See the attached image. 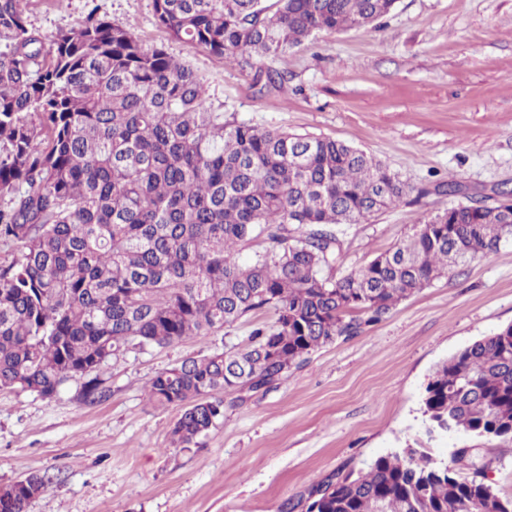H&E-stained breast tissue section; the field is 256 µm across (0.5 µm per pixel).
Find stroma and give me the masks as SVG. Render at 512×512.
<instances>
[{"mask_svg":"<svg viewBox=\"0 0 512 512\" xmlns=\"http://www.w3.org/2000/svg\"><path fill=\"white\" fill-rule=\"evenodd\" d=\"M44 39L90 11L164 46L206 84L225 119L354 145L412 188L397 207L341 233L339 278L410 236L451 204L432 184L459 180L475 199L512 187V0H396L372 27L305 42L273 61L286 81L259 90L253 69L187 47L156 21L153 0H27ZM272 313L211 336L132 348L100 370V399L83 381L51 397L0 391V487L37 473L47 486L29 512H305L333 475L368 470L396 448L451 459L476 449L488 481L512 496V441L432 433L423 414L435 368L512 324V244L402 300L358 336L313 352L267 392L246 394L197 445L176 448V409L149 401L147 382L197 352L244 343Z\"/></svg>","mask_w":512,"mask_h":512,"instance_id":"stroma-1","label":"stroma"}]
</instances>
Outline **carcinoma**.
Listing matches in <instances>:
<instances>
[{
    "label": "carcinoma",
    "mask_w": 512,
    "mask_h": 512,
    "mask_svg": "<svg viewBox=\"0 0 512 512\" xmlns=\"http://www.w3.org/2000/svg\"><path fill=\"white\" fill-rule=\"evenodd\" d=\"M395 0H154L158 24L194 49L256 68L310 37L369 26ZM0 390L52 396L130 347L210 336L258 311L248 342L151 378L150 401L179 414L188 448L224 418L212 395L265 392L282 372L357 335L401 300L512 240V189L493 209L459 201L339 279L338 233L409 192L343 142L224 120L194 70L96 11L48 42L25 0H0ZM434 190L465 196L450 177ZM269 247L248 261L243 246ZM432 426L512 440V325L460 350L425 388ZM425 449L383 455L313 489L306 512H512V497ZM39 474L0 488V512H28Z\"/></svg>",
    "instance_id": "1"
}]
</instances>
